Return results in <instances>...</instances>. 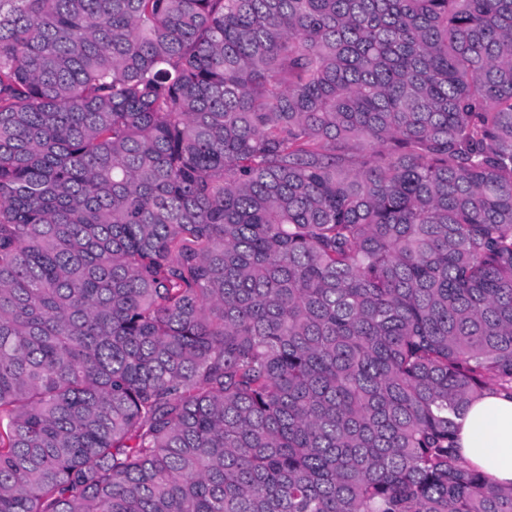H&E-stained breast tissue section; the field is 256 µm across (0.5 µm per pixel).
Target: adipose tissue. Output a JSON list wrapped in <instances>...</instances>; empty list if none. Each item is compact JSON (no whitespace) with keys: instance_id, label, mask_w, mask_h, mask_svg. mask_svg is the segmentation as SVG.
<instances>
[{"instance_id":"ef3b65f1","label":"adipose tissue","mask_w":512,"mask_h":512,"mask_svg":"<svg viewBox=\"0 0 512 512\" xmlns=\"http://www.w3.org/2000/svg\"><path fill=\"white\" fill-rule=\"evenodd\" d=\"M464 458L497 486L512 485V395L489 391L456 420Z\"/></svg>"}]
</instances>
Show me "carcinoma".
Segmentation results:
<instances>
[{
    "mask_svg": "<svg viewBox=\"0 0 512 512\" xmlns=\"http://www.w3.org/2000/svg\"><path fill=\"white\" fill-rule=\"evenodd\" d=\"M512 0H0V512H512ZM456 423L464 458L494 485L512 484V396L487 391L467 404Z\"/></svg>",
    "mask_w": 512,
    "mask_h": 512,
    "instance_id": "1",
    "label": "carcinoma"
}]
</instances>
